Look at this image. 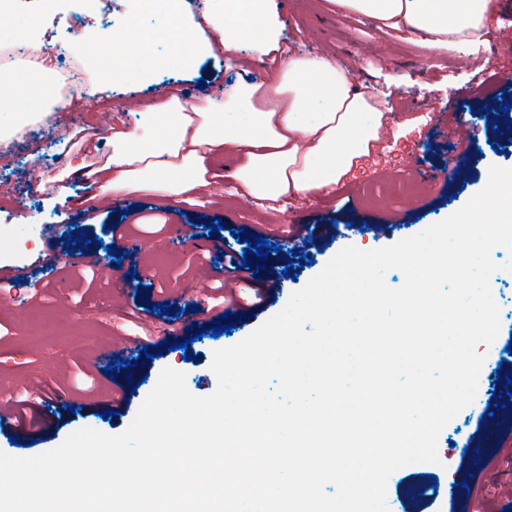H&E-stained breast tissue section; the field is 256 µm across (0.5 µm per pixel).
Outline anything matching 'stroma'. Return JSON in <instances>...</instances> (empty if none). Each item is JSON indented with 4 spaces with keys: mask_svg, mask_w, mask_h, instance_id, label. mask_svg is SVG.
Masks as SVG:
<instances>
[{
    "mask_svg": "<svg viewBox=\"0 0 512 512\" xmlns=\"http://www.w3.org/2000/svg\"><path fill=\"white\" fill-rule=\"evenodd\" d=\"M265 13L290 53L331 55L346 66L361 87L381 103L387 132L370 157L339 184L311 196L288 194L275 208L259 200L242 204L228 178L209 179L181 198L136 193L112 197L104 182L66 175L69 163L99 169L112 152V134L135 128L144 108L168 93L181 100L215 97L232 84L236 69L221 46L203 59L196 72H183L171 57L170 43L159 37L152 12L136 0H56L37 9L34 0H14L0 39L21 30L46 45L67 44L71 19L87 28L108 21L114 33L130 24L155 34L153 52L161 66L144 82L115 84L102 92L76 97V112L55 113L47 122L55 138L51 159L28 156L33 177H0V403L39 400L50 412L49 427L28 433L0 430V451L34 456L61 444L72 432L90 427L106 434L127 428L164 367L186 375L188 390L205 396L216 388L210 369L214 350L233 345L279 312L291 293L317 275L343 247L369 250L416 235L462 207L484 186L490 165L512 167V153L494 154L480 93L496 86L512 92V11L496 8L474 54V69L444 66V53L428 49L418 36L380 28L371 18L338 12L332 0H265ZM366 27L363 38L347 32L346 21ZM48 72L29 70L19 83L0 91V130L23 122L32 103L26 86L48 83ZM462 158L460 172L448 162ZM424 180L418 199L403 203L394 188L403 175ZM279 222H272V215ZM222 223L224 249L242 253L245 244L232 230L263 232L275 240L281 224L306 227L285 253H296L291 279L253 280L241 292L267 296L265 307L244 311L231 334L204 335L195 329L215 323L224 282V261L210 253L211 227ZM118 226L121 242L109 228ZM102 241L98 262H88L67 234ZM500 330L486 347L478 389L438 439L439 463H418L395 471L387 484L389 512H512V428L484 415L486 403H499V369L512 340V273L495 272ZM177 307V316L156 313L159 305ZM187 342L181 351L140 358L132 374L106 376L108 351L133 350L135 344ZM124 404L116 416L104 407L115 397ZM480 456H472V449ZM471 475L466 490L453 494L457 471Z\"/></svg>",
    "mask_w": 512,
    "mask_h": 512,
    "instance_id": "obj_1",
    "label": "stroma"
}]
</instances>
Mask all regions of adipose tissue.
I'll list each match as a JSON object with an SVG mask.
<instances>
[{
    "instance_id": "obj_1",
    "label": "adipose tissue",
    "mask_w": 512,
    "mask_h": 512,
    "mask_svg": "<svg viewBox=\"0 0 512 512\" xmlns=\"http://www.w3.org/2000/svg\"><path fill=\"white\" fill-rule=\"evenodd\" d=\"M338 9L363 14L386 28L421 36L436 50L480 43L495 0H334ZM175 59L183 69L212 54L198 28L169 31ZM278 47V36L265 16L263 0H235L230 24L219 32L225 53L243 41ZM106 48L111 62L101 67L100 81H141L155 68L153 37H135L94 29L74 38L70 51L80 57L88 42ZM323 101L314 122L299 119L310 97ZM246 112L243 125L224 123L226 109ZM384 114L373 97L355 86L351 74L329 56L286 55L275 77L263 82L237 81L223 100L186 105L169 96L150 106L140 130H118L104 165L105 188L113 195L162 192L183 195L206 183L208 156L234 158L232 178L242 195L275 200L288 193L314 194L338 184L370 155L384 133Z\"/></svg>"
}]
</instances>
